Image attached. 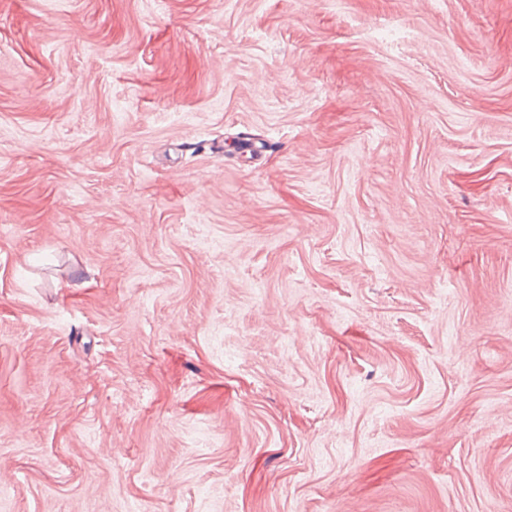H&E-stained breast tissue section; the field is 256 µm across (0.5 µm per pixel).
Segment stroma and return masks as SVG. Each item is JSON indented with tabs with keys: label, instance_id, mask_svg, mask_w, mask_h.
Instances as JSON below:
<instances>
[{
	"label": "stroma",
	"instance_id": "1",
	"mask_svg": "<svg viewBox=\"0 0 512 512\" xmlns=\"http://www.w3.org/2000/svg\"><path fill=\"white\" fill-rule=\"evenodd\" d=\"M0 512H512V0H0Z\"/></svg>",
	"mask_w": 512,
	"mask_h": 512
}]
</instances>
